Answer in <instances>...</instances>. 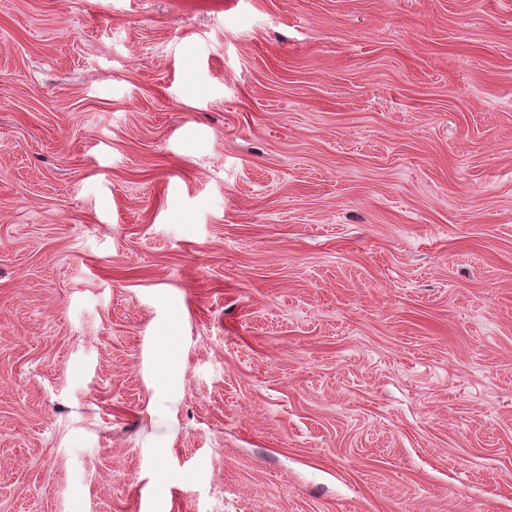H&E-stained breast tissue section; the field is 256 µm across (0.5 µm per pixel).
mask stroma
<instances>
[{
	"mask_svg": "<svg viewBox=\"0 0 512 512\" xmlns=\"http://www.w3.org/2000/svg\"><path fill=\"white\" fill-rule=\"evenodd\" d=\"M0 512H512V0H0Z\"/></svg>",
	"mask_w": 512,
	"mask_h": 512,
	"instance_id": "35a3bbf8",
	"label": "stroma"
}]
</instances>
